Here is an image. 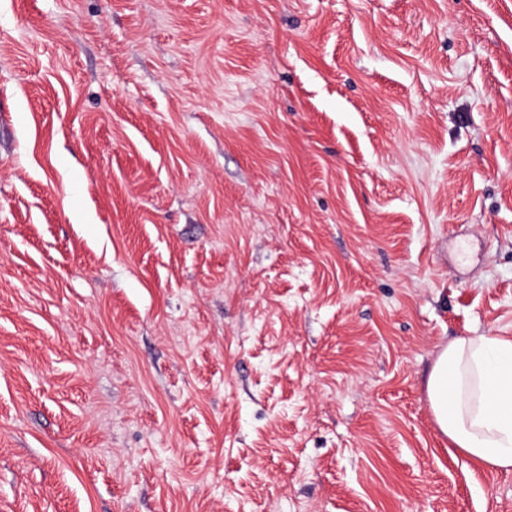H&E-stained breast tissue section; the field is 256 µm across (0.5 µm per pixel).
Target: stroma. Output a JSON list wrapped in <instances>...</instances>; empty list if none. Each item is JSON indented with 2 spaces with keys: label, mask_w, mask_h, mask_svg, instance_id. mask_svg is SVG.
<instances>
[{
  "label": "stroma",
  "mask_w": 512,
  "mask_h": 512,
  "mask_svg": "<svg viewBox=\"0 0 512 512\" xmlns=\"http://www.w3.org/2000/svg\"><path fill=\"white\" fill-rule=\"evenodd\" d=\"M512 341V0H0V512H512L434 359Z\"/></svg>",
  "instance_id": "stroma-1"
}]
</instances>
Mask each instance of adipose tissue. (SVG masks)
Instances as JSON below:
<instances>
[{"mask_svg":"<svg viewBox=\"0 0 512 512\" xmlns=\"http://www.w3.org/2000/svg\"><path fill=\"white\" fill-rule=\"evenodd\" d=\"M440 432L481 465L512 470V342L458 338L435 359L426 383Z\"/></svg>","mask_w":512,"mask_h":512,"instance_id":"obj_1","label":"adipose tissue"}]
</instances>
